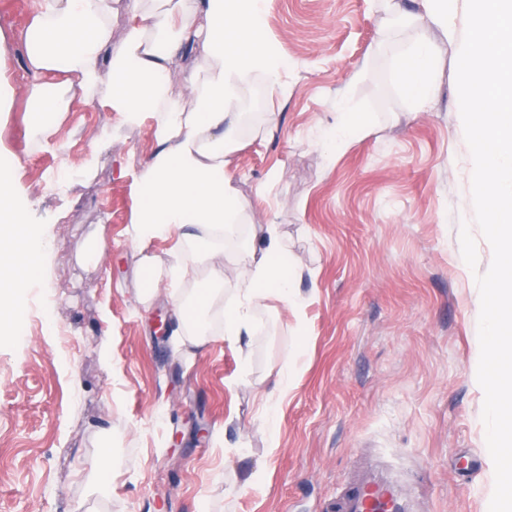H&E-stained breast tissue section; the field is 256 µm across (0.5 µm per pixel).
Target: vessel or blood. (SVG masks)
Wrapping results in <instances>:
<instances>
[{
    "label": "vessel or blood",
    "instance_id": "vessel-or-blood-1",
    "mask_svg": "<svg viewBox=\"0 0 512 512\" xmlns=\"http://www.w3.org/2000/svg\"><path fill=\"white\" fill-rule=\"evenodd\" d=\"M334 512H418L415 496L400 491L383 468L361 470L351 487L333 505Z\"/></svg>",
    "mask_w": 512,
    "mask_h": 512
}]
</instances>
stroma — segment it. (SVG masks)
I'll return each mask as SVG.
<instances>
[{"instance_id":"1","label":"stroma","mask_w":512,"mask_h":512,"mask_svg":"<svg viewBox=\"0 0 512 512\" xmlns=\"http://www.w3.org/2000/svg\"><path fill=\"white\" fill-rule=\"evenodd\" d=\"M36 8L0 0V84L26 76L15 36ZM264 16L286 93L270 97L261 76L246 89L262 108L227 156L242 211L212 316L242 287L241 239L269 222L297 305L254 309L245 347L220 327L182 344L167 290L141 301L134 183L158 148L152 114L133 130L71 91L43 136L34 101L0 111V170L44 252L0 334V512H326L357 468L385 458L422 482L426 512H489L475 275L492 249L477 237L472 269L460 248L474 220L460 42L423 0H265ZM420 42L436 75L421 105L396 75ZM347 112L357 125L335 140ZM104 129L110 142L96 143ZM62 165V191L44 194ZM284 374L287 394L272 395Z\"/></svg>"}]
</instances>
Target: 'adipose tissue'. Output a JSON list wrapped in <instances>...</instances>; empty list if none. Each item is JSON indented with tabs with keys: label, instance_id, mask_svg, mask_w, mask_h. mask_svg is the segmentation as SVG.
I'll list each match as a JSON object with an SVG mask.
<instances>
[{
	"label": "adipose tissue",
	"instance_id": "adipose-tissue-1",
	"mask_svg": "<svg viewBox=\"0 0 512 512\" xmlns=\"http://www.w3.org/2000/svg\"><path fill=\"white\" fill-rule=\"evenodd\" d=\"M264 0H38L35 16L19 38L29 71L61 74L87 109L108 108L130 128L153 113L159 149L143 169L137 189L143 199L135 222L140 244L177 235L194 244L208 264L189 295L172 299L183 341L197 343L211 333L210 309L223 293L225 227L241 212L224 163L240 115L243 87L256 74L269 95L282 94L286 63L268 39ZM124 13L129 24L120 48L112 46V19ZM197 55L185 91L173 93L172 61L185 48ZM397 74L418 101L433 87L430 52L419 46L397 64ZM263 248L249 253L244 286L224 316L225 339L238 343L253 329L251 313L274 299L293 305L290 279L277 262L276 225H260ZM40 248L27 241L26 226L10 177L0 175V322L10 317L7 298L22 288L43 263Z\"/></svg>",
	"mask_w": 512,
	"mask_h": 512
}]
</instances>
